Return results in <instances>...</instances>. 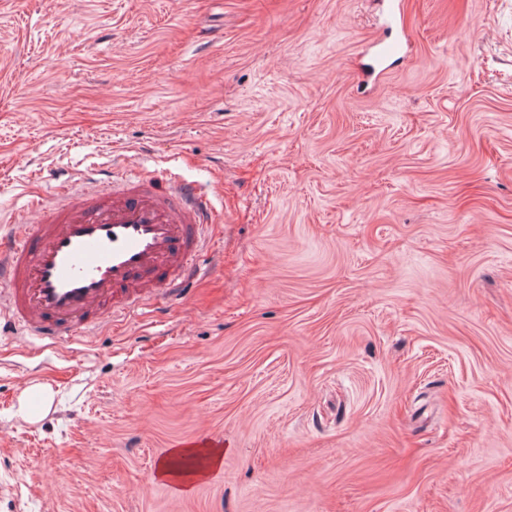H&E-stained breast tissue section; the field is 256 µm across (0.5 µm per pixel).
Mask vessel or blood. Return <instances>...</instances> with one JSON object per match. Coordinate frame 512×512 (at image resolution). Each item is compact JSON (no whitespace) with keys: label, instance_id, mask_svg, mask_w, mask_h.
I'll use <instances>...</instances> for the list:
<instances>
[{"label":"vessel or blood","instance_id":"b4317fda","mask_svg":"<svg viewBox=\"0 0 512 512\" xmlns=\"http://www.w3.org/2000/svg\"><path fill=\"white\" fill-rule=\"evenodd\" d=\"M61 198L28 192L0 235V321L54 344L97 334L159 295H186L198 274L204 230L216 223L211 194L176 175L108 168L64 181Z\"/></svg>","mask_w":512,"mask_h":512}]
</instances>
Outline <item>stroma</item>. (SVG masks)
<instances>
[{"mask_svg": "<svg viewBox=\"0 0 512 512\" xmlns=\"http://www.w3.org/2000/svg\"><path fill=\"white\" fill-rule=\"evenodd\" d=\"M380 2L0 0V226L115 160L223 211L185 301L0 332V512H512V0L365 86ZM208 441L184 445V447L199 448H174L163 462L158 475L164 478L174 477L181 483H191L193 479H185L188 476L205 477L211 470L222 464L224 455V449L217 448L222 447V444L211 440ZM204 461L206 462L205 464L203 463ZM179 462H186V466L182 469L178 468L177 463ZM190 462L193 464V467H191L192 464Z\"/></svg>", "mask_w": 512, "mask_h": 512, "instance_id": "obj_1", "label": "stroma"}]
</instances>
